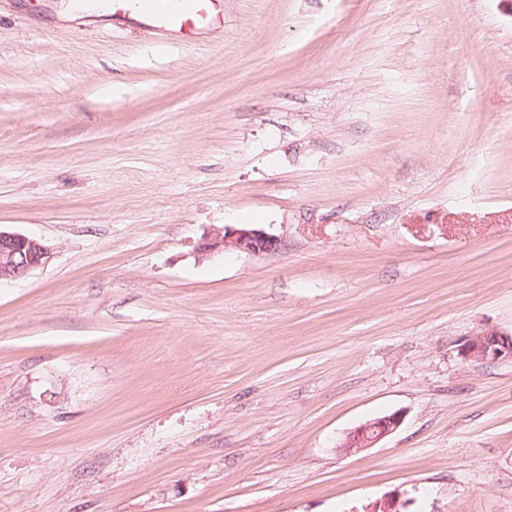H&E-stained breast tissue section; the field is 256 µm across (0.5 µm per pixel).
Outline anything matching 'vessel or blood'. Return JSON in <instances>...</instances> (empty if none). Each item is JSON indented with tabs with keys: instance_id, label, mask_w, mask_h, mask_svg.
I'll return each instance as SVG.
<instances>
[{
	"instance_id": "1",
	"label": "vessel or blood",
	"mask_w": 512,
	"mask_h": 512,
	"mask_svg": "<svg viewBox=\"0 0 512 512\" xmlns=\"http://www.w3.org/2000/svg\"><path fill=\"white\" fill-rule=\"evenodd\" d=\"M107 10L124 11L189 35L224 21V0H103Z\"/></svg>"
}]
</instances>
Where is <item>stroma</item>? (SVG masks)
<instances>
[{
    "instance_id": "obj_1",
    "label": "stroma",
    "mask_w": 512,
    "mask_h": 512,
    "mask_svg": "<svg viewBox=\"0 0 512 512\" xmlns=\"http://www.w3.org/2000/svg\"><path fill=\"white\" fill-rule=\"evenodd\" d=\"M60 3L0 0V229L52 252L0 284V512H512V361L458 354L512 334V0ZM104 7L142 16L183 36L224 24V0H103ZM256 224H239L222 227L204 236L196 247L199 259L224 256L227 251H237L260 256L277 250L279 240ZM463 360H512V335L481 331L464 341L459 350ZM402 422L403 415L400 412L368 420L347 433L336 447L347 453L370 448L394 433Z\"/></svg>"
}]
</instances>
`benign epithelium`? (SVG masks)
Listing matches in <instances>:
<instances>
[{"label": "benign epithelium", "mask_w": 512, "mask_h": 512, "mask_svg": "<svg viewBox=\"0 0 512 512\" xmlns=\"http://www.w3.org/2000/svg\"><path fill=\"white\" fill-rule=\"evenodd\" d=\"M279 240L254 224L222 227L204 236L196 247L199 259L224 255L237 251L260 256L277 250ZM51 256V248L41 240L16 232L0 230V282L15 281L28 277L44 266ZM461 358L469 360H512V335L497 331H481L464 341L459 350ZM399 412L374 418L347 433L338 447L351 453L370 448L394 433L402 424Z\"/></svg>", "instance_id": "benign-epithelium-1"}]
</instances>
